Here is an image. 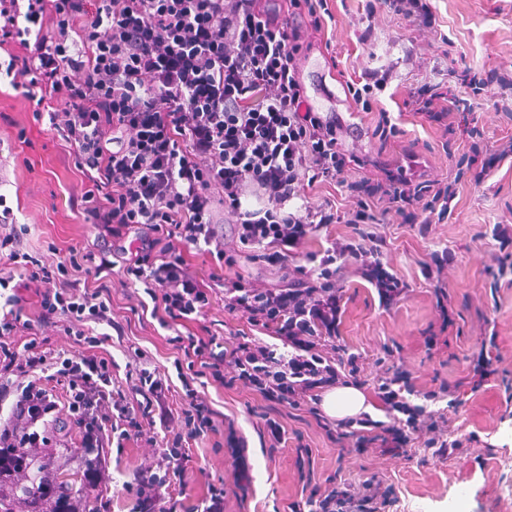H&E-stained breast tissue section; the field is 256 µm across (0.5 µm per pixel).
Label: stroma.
<instances>
[{
	"label": "stroma",
	"mask_w": 512,
	"mask_h": 512,
	"mask_svg": "<svg viewBox=\"0 0 512 512\" xmlns=\"http://www.w3.org/2000/svg\"><path fill=\"white\" fill-rule=\"evenodd\" d=\"M423 17L408 21L383 0H330L331 20L307 29L308 47L298 60L306 101L336 129L342 151L356 158L347 176L382 177L384 169L405 167L415 181H456L457 193L443 221L427 232L400 224L389 215L367 225L382 239L381 260L404 284L402 294L384 304L355 268L341 274L338 340L358 354L363 364L361 389L373 407L372 419L386 413L376 394L382 378L407 371L415 385L414 402L441 382L457 385L455 403L434 402L448 418L446 438L466 441L452 458L427 459L420 438L398 451L370 449L360 454L332 441L326 420L308 406L276 405L243 389L210 383L200 393L218 419L233 424L237 445L214 449V437L193 442L183 463V479L170 489L178 512H195L209 484L223 482L224 512H305L304 473L316 482L334 480L358 493L373 482L391 489L390 499H377L375 512H512V286L491 289L488 270L499 252L498 233L512 230V155H504L489 174L461 170L471 140L466 130L478 126L491 152L512 145V95L499 77L512 76V0H422ZM496 74L480 95L470 97L469 112H451L447 126L430 122L407 104L423 86L463 94L466 71ZM381 72L386 87L378 108H356L347 91L351 82ZM35 101L0 84V193L15 208L25 251L54 264L71 249L93 241L94 233L80 209L89 182L75 166L59 132L48 120H35ZM389 111L400 129L389 142L372 135L379 109ZM213 221L224 249L236 263L228 277L257 286L281 285L287 269L262 261V247H244L236 235L237 216L219 207ZM449 250L452 260L440 280L426 278L421 268L432 253ZM94 289L107 285L112 317L121 335L97 348L98 356L115 361L123 388L136 382L138 369H157L170 380L169 427L178 430L185 391L176 365L184 354L171 342L170 331L140 308L141 293L120 275H80ZM445 291L454 322L441 330L438 291ZM232 341L244 337L267 343L246 315L228 314L223 297L213 299L202 324ZM442 332L429 347L427 336ZM494 375L475 381L473 360L488 339ZM280 422L283 434L271 443L265 422ZM161 449L141 437L124 448H109L105 461L108 490L95 501V512H134L128 483L159 463Z\"/></svg>",
	"instance_id": "stroma-1"
}]
</instances>
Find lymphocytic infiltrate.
I'll list each match as a JSON object with an SVG mask.
<instances>
[{
	"label": "lymphocytic infiltrate",
	"instance_id": "1",
	"mask_svg": "<svg viewBox=\"0 0 512 512\" xmlns=\"http://www.w3.org/2000/svg\"><path fill=\"white\" fill-rule=\"evenodd\" d=\"M328 0H288L273 13L261 0H0V69L10 85L35 99L73 151L92 183L81 200L95 240L46 266L20 249L8 226L14 213L0 194V447L39 428L58 403L43 380L66 381V412L88 448L124 445L166 422L169 391L154 372L138 371L134 397L116 389L112 363L94 349L112 326L111 301L89 290L69 270L101 274L118 269L141 283L162 328L198 322L213 293L223 292L228 312L245 313L252 326L273 339L226 348L214 335L176 336L187 360L182 373L185 406L181 429L162 440L161 461L136 479L140 512H173L169 488L183 474L191 442L216 433L217 413L201 396L199 379L226 388L245 387L276 404H318L321 390L360 383L356 355L336 365L323 353L335 337L340 315L336 275L356 262L383 301L403 287L379 259L381 241L368 233L331 241L318 252L300 248L327 224L377 223L375 204L387 201L400 223L428 227L443 218L454 185L383 179L347 180L351 164L337 146L334 128L304 102L297 60L305 48L300 18L322 28ZM346 188L354 207L338 214L332 205H303L306 177ZM238 216L243 245H261L263 259L284 266L296 255L305 262L288 283L259 288L225 276L235 263L212 222V186ZM263 190V208H244L247 187ZM151 240L125 242L139 227ZM208 258L212 273L201 279L187 255ZM39 304L37 321L23 319L25 299L9 293L14 269ZM68 323L80 347L50 358L36 341L15 347L12 336L35 334L37 324ZM415 387L403 373L378 389L392 424L362 414L329 429L332 440L366 452L376 442L404 447L410 435L436 458L453 457L460 440L441 438L438 420L411 403Z\"/></svg>",
	"mask_w": 512,
	"mask_h": 512
}]
</instances>
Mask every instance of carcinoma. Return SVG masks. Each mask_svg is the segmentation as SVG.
<instances>
[{
  "label": "carcinoma",
  "instance_id": "cac0c4a2",
  "mask_svg": "<svg viewBox=\"0 0 512 512\" xmlns=\"http://www.w3.org/2000/svg\"><path fill=\"white\" fill-rule=\"evenodd\" d=\"M39 434L51 445L19 438L18 447L1 448L0 512H91L88 475L104 462V449L84 448L73 441L67 420L55 416Z\"/></svg>",
  "mask_w": 512,
  "mask_h": 512
}]
</instances>
